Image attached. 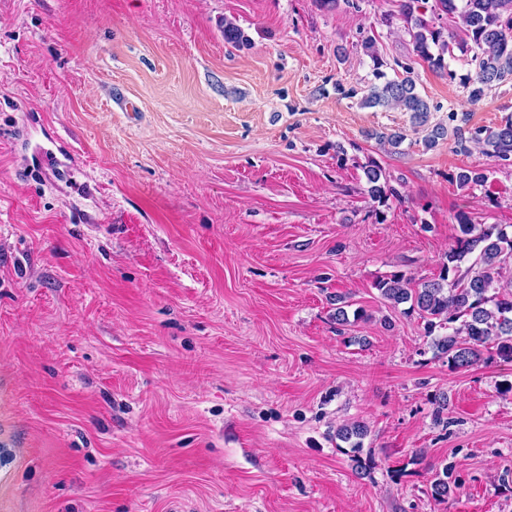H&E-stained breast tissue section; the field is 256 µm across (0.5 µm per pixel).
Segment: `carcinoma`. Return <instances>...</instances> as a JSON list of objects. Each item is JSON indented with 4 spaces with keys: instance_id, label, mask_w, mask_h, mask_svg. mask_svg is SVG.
Here are the masks:
<instances>
[{
    "instance_id": "cac0c4a2",
    "label": "carcinoma",
    "mask_w": 512,
    "mask_h": 512,
    "mask_svg": "<svg viewBox=\"0 0 512 512\" xmlns=\"http://www.w3.org/2000/svg\"><path fill=\"white\" fill-rule=\"evenodd\" d=\"M419 0H401L398 13L384 17L387 26H400L410 37L413 51L423 62L439 74L448 73L446 55L457 48L470 56L474 75L465 80L469 99L477 102L485 90L505 75L512 74V0H435L433 17L417 13ZM456 16L463 36L444 33V27L436 24V16ZM224 42L241 46L246 42L242 29L231 20H224ZM363 49L374 62L373 76L368 93L362 104L400 109L410 113L412 123L419 127L428 124L429 103L416 91L415 81L409 76L410 68L399 61L389 63L381 57L376 38L363 40ZM403 67L404 76L387 78L385 69L391 65ZM455 128L456 152L469 154L474 147L501 165L512 164V115L507 116L494 128L467 127L468 117L455 112L448 115ZM366 178L365 192L368 198L380 205L398 197L390 176L374 161L363 167ZM489 170L462 168L455 180L462 188L484 185ZM459 235L456 245L450 248L435 278L415 280L403 273L387 275L375 283V288L392 307L408 305L407 313H417L424 321L425 336L438 358L448 360L452 370L466 369L480 359L482 349H489L499 358L512 361V277L506 269L512 263V236L496 226L475 224L461 213L456 217ZM475 260L465 272L460 264L470 255ZM336 308L333 320L339 326L337 332L351 325L349 317L364 320L367 314L359 309L348 315L346 296L334 298ZM368 427L362 422L344 424L336 429L335 438L350 444L351 461L356 473L366 469L359 453ZM455 488L448 468L435 474L431 483V495L439 501L447 500Z\"/></svg>"
}]
</instances>
